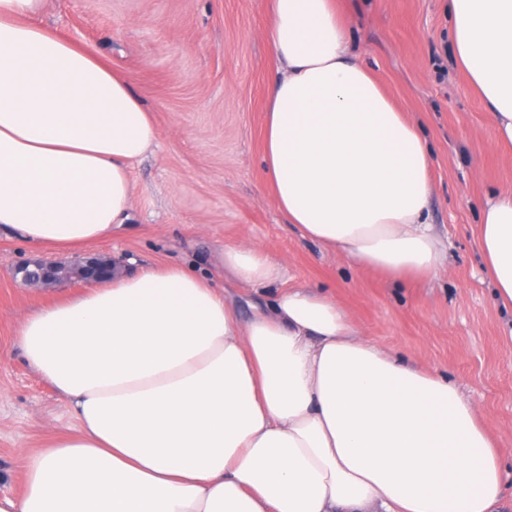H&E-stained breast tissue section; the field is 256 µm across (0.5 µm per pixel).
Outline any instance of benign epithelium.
Segmentation results:
<instances>
[{
	"instance_id": "obj_1",
	"label": "benign epithelium",
	"mask_w": 512,
	"mask_h": 512,
	"mask_svg": "<svg viewBox=\"0 0 512 512\" xmlns=\"http://www.w3.org/2000/svg\"><path fill=\"white\" fill-rule=\"evenodd\" d=\"M117 268L112 259L76 256L68 262L36 260L17 269L22 283L29 289L45 291L64 282H92L110 277Z\"/></svg>"
}]
</instances>
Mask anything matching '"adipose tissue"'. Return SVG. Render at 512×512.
<instances>
[{
  "label": "adipose tissue",
  "instance_id": "adipose-tissue-1",
  "mask_svg": "<svg viewBox=\"0 0 512 512\" xmlns=\"http://www.w3.org/2000/svg\"><path fill=\"white\" fill-rule=\"evenodd\" d=\"M0 0V234L78 249L131 218L132 170L158 137L125 75ZM455 59L512 149V0H448ZM281 64L264 175L285 224L350 267L434 277L431 153L352 54L336 0H272ZM495 297L512 309V186L479 224ZM234 297L161 264L54 297L17 343L77 426L24 457L0 512H499V459L438 369L378 347L335 297L279 292L285 263L225 246Z\"/></svg>",
  "mask_w": 512,
  "mask_h": 512
}]
</instances>
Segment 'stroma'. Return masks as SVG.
I'll use <instances>...</instances> for the list:
<instances>
[{
	"label": "stroma",
	"instance_id": "obj_1",
	"mask_svg": "<svg viewBox=\"0 0 512 512\" xmlns=\"http://www.w3.org/2000/svg\"><path fill=\"white\" fill-rule=\"evenodd\" d=\"M351 47L409 112L434 162L430 219L448 262L428 281L361 272L288 228L262 170L268 88L279 62L263 33L271 0H48L55 33L99 52L129 77L159 135L132 172L127 229L93 247L130 271L193 265L223 286L225 244L240 237L287 273L264 289L304 285L336 295L374 344L447 374L497 438L512 512V313L499 307L479 249L480 210L512 185L487 111L457 67L448 0H340ZM31 248L0 237V495H20L23 454L75 425L27 363L20 319L46 299L14 276Z\"/></svg>",
	"mask_w": 512,
	"mask_h": 512
}]
</instances>
